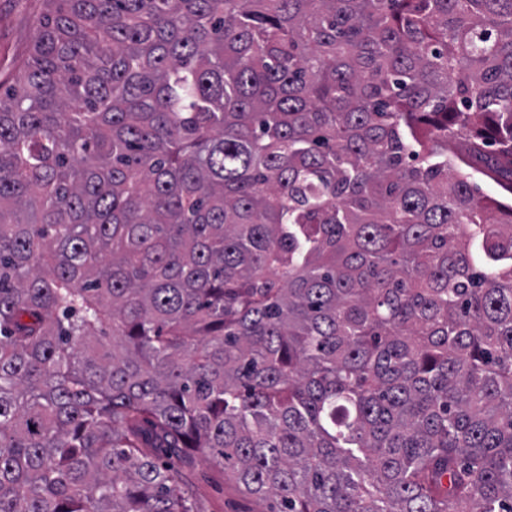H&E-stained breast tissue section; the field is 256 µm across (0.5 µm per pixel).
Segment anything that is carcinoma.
<instances>
[{
  "instance_id": "cac0c4a2",
  "label": "carcinoma",
  "mask_w": 512,
  "mask_h": 512,
  "mask_svg": "<svg viewBox=\"0 0 512 512\" xmlns=\"http://www.w3.org/2000/svg\"><path fill=\"white\" fill-rule=\"evenodd\" d=\"M44 2L0 512H512V0ZM175 464L202 512H266L273 507L270 499L244 495L234 484L224 483V471L200 457H182Z\"/></svg>"
}]
</instances>
